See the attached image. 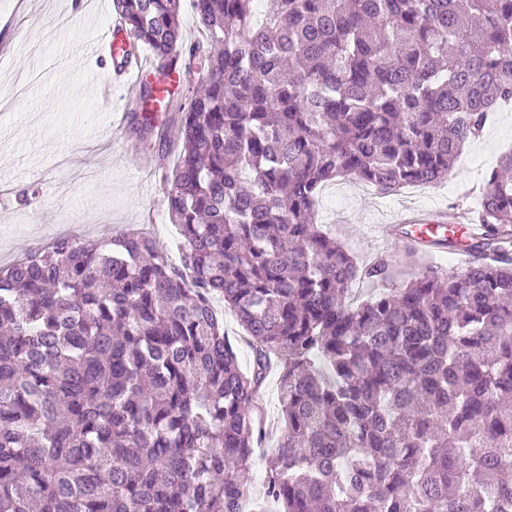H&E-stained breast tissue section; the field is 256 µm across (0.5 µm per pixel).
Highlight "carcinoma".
<instances>
[{
  "label": "carcinoma",
  "mask_w": 512,
  "mask_h": 512,
  "mask_svg": "<svg viewBox=\"0 0 512 512\" xmlns=\"http://www.w3.org/2000/svg\"><path fill=\"white\" fill-rule=\"evenodd\" d=\"M180 2L113 0L189 82L160 133L180 262L121 231L0 269V512H512V152L460 274L364 265L315 222L337 178L453 175L512 104V0H261L260 23L254 0H192L189 45ZM181 25L183 38L193 41L202 37L191 0L181 2ZM217 306L224 309V330L229 340L238 348L240 363L244 368L250 369L253 364L254 353L245 340V332L237 321L235 314L224 308V302L216 299ZM278 378V369H270L266 374L259 394V404L267 428V438L261 448L255 449L251 478L257 489H261L262 484L267 479V473L263 466L261 455L265 449L275 447L282 425L279 406Z\"/></svg>",
  "instance_id": "obj_1"
}]
</instances>
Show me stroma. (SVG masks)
<instances>
[{
  "label": "stroma",
  "mask_w": 512,
  "mask_h": 512,
  "mask_svg": "<svg viewBox=\"0 0 512 512\" xmlns=\"http://www.w3.org/2000/svg\"><path fill=\"white\" fill-rule=\"evenodd\" d=\"M112 0H0V267L62 235L98 239L146 226L171 258L179 229L168 218L166 173L176 156L158 135L135 133L138 107L124 91L110 110L83 94L113 62L94 45L112 22ZM512 149V109L495 112L483 135L464 148L448 181L385 196L354 180L334 182L318 221L364 263L401 258L406 244L386 238L383 225L406 208L476 213L486 177ZM278 369L260 390L265 447L281 429Z\"/></svg>",
  "instance_id": "1"
}]
</instances>
